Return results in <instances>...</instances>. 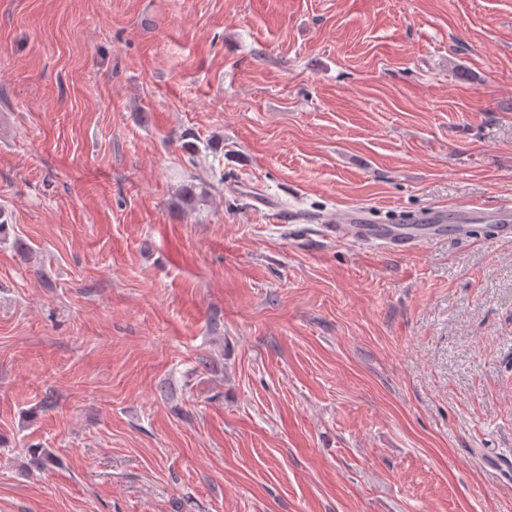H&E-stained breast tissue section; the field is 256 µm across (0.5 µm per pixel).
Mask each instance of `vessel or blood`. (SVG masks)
<instances>
[{"label": "vessel or blood", "mask_w": 512, "mask_h": 512, "mask_svg": "<svg viewBox=\"0 0 512 512\" xmlns=\"http://www.w3.org/2000/svg\"><path fill=\"white\" fill-rule=\"evenodd\" d=\"M485 215L487 221L493 222L494 234L502 239H512V225L507 218L512 209L503 207L490 213H482L480 208L462 203L454 210L435 209L422 224H370L360 210L348 208L325 216V223L335 225L336 235L350 238L366 244H374L390 251H408L424 243L454 232L459 238L469 237L470 224L477 215Z\"/></svg>", "instance_id": "vessel-or-blood-1"}]
</instances>
